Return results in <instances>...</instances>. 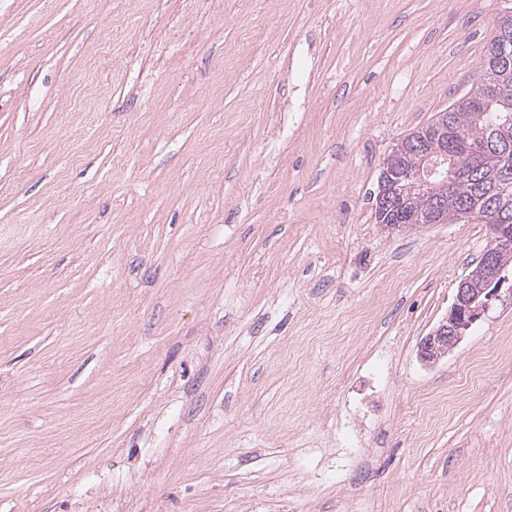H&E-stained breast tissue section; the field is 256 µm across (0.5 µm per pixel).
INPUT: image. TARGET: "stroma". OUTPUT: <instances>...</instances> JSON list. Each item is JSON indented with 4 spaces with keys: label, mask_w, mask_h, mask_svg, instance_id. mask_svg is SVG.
<instances>
[{
    "label": "stroma",
    "mask_w": 512,
    "mask_h": 512,
    "mask_svg": "<svg viewBox=\"0 0 512 512\" xmlns=\"http://www.w3.org/2000/svg\"><path fill=\"white\" fill-rule=\"evenodd\" d=\"M510 5L0 0V512H512L489 228L370 200Z\"/></svg>",
    "instance_id": "stroma-1"
}]
</instances>
